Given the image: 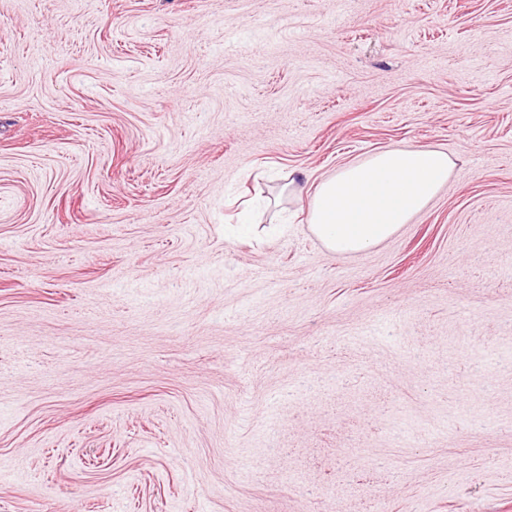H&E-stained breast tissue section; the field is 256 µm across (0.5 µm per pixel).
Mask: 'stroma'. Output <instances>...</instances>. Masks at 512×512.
Segmentation results:
<instances>
[{
	"label": "stroma",
	"mask_w": 512,
	"mask_h": 512,
	"mask_svg": "<svg viewBox=\"0 0 512 512\" xmlns=\"http://www.w3.org/2000/svg\"><path fill=\"white\" fill-rule=\"evenodd\" d=\"M373 504L512 512V0H0V512ZM453 167L447 152L419 147L387 148L345 165L315 185L310 230L330 253L364 254L423 212Z\"/></svg>",
	"instance_id": "obj_1"
}]
</instances>
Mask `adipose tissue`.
I'll list each match as a JSON object with an SVG mask.
<instances>
[{
	"instance_id": "ef3b65f1",
	"label": "adipose tissue",
	"mask_w": 512,
	"mask_h": 512,
	"mask_svg": "<svg viewBox=\"0 0 512 512\" xmlns=\"http://www.w3.org/2000/svg\"><path fill=\"white\" fill-rule=\"evenodd\" d=\"M453 167L447 152L419 147L387 148L345 165L316 184L310 230L329 252L366 253L423 212Z\"/></svg>"
}]
</instances>
